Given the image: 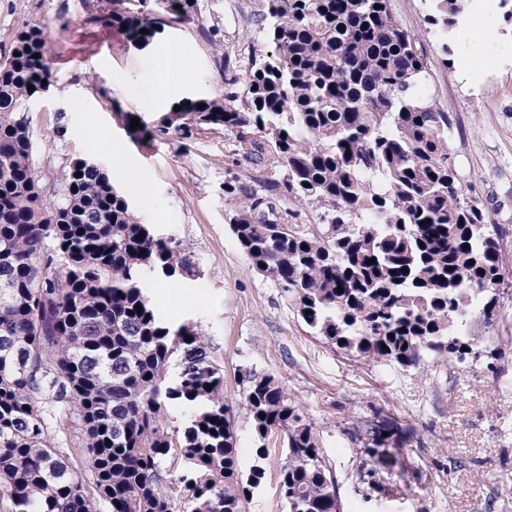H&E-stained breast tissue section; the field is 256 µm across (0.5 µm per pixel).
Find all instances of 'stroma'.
I'll return each instance as SVG.
<instances>
[{
	"label": "stroma",
	"mask_w": 512,
	"mask_h": 512,
	"mask_svg": "<svg viewBox=\"0 0 512 512\" xmlns=\"http://www.w3.org/2000/svg\"><path fill=\"white\" fill-rule=\"evenodd\" d=\"M236 2L198 0L217 34L172 21L140 50L112 21L132 12L133 0H0V54L32 26L51 48V85L20 112L33 134L45 196L59 200L62 167L75 157L108 170L119 152L147 173L151 205L133 194L129 202L140 222L178 245L197 271L171 279L166 295L153 301L162 314L174 309L179 322L192 323L223 367L242 467L253 464L258 445L268 450L249 512L285 507L278 491L282 437L258 442L239 407L248 370L273 375L314 423L347 512H512V291L501 294L490 325L479 329L483 352L473 372L443 361L419 371L343 355L309 334L287 296L254 273L238 247L229 224L235 204L224 197L225 182L246 174L233 136L194 129L144 141L131 130L132 119L153 123L176 102L244 91V83L225 82L218 47L267 44L261 25L241 15ZM391 5L400 25L422 37L424 93L451 115L448 145L457 171L512 253V23L499 0H481L476 20H464L443 40L427 27L430 0ZM170 45L191 66L175 89L160 94L148 57ZM148 96L156 108L141 111ZM376 436L398 454L395 466L377 469L382 492L367 496L361 452Z\"/></svg>",
	"instance_id": "35a3bbf8"
}]
</instances>
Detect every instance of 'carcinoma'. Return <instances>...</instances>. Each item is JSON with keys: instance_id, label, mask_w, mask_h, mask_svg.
<instances>
[{"instance_id": "1", "label": "carcinoma", "mask_w": 512, "mask_h": 512, "mask_svg": "<svg viewBox=\"0 0 512 512\" xmlns=\"http://www.w3.org/2000/svg\"><path fill=\"white\" fill-rule=\"evenodd\" d=\"M431 2L427 23L445 37L475 0ZM259 6L273 52L237 48L221 61L229 82L244 76L245 96L202 109L182 101L155 129L219 126L244 161L264 165L248 185L224 184L239 202L231 230L311 335L374 363L417 368L434 355L468 368L481 355L477 319L491 323L512 278L495 225L456 170L448 113L424 98L420 39L390 0ZM196 14L190 0H154L152 12L113 22L148 42L165 19ZM47 55L32 26L0 58V512H248L268 450L243 471L222 366L149 294L152 276L195 271L99 164L70 160L56 203L38 184L17 113L51 82ZM303 212L312 221L297 223ZM243 382L255 437H283L288 512H345L298 402L271 375ZM173 405L190 411L179 426ZM363 455L359 473L372 478L392 452Z\"/></svg>"}]
</instances>
